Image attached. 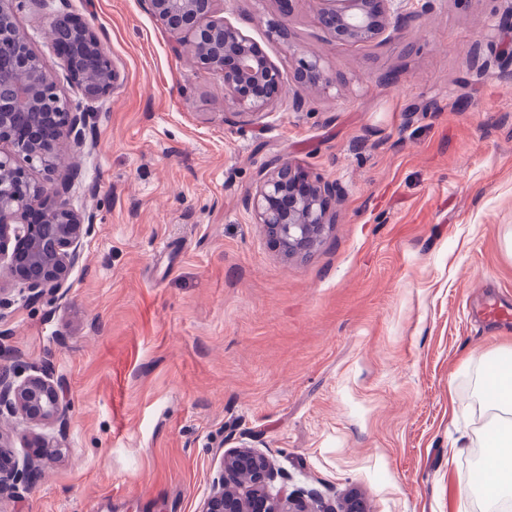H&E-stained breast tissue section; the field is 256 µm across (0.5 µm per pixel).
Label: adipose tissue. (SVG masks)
Returning a JSON list of instances; mask_svg holds the SVG:
<instances>
[{
    "label": "adipose tissue",
    "mask_w": 512,
    "mask_h": 512,
    "mask_svg": "<svg viewBox=\"0 0 512 512\" xmlns=\"http://www.w3.org/2000/svg\"><path fill=\"white\" fill-rule=\"evenodd\" d=\"M482 392L494 426L482 438L481 467L493 487L490 501H508L512 499V366L505 364L485 375Z\"/></svg>",
    "instance_id": "obj_1"
}]
</instances>
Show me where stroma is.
<instances>
[{
  "mask_svg": "<svg viewBox=\"0 0 512 512\" xmlns=\"http://www.w3.org/2000/svg\"><path fill=\"white\" fill-rule=\"evenodd\" d=\"M318 0H220L292 82L291 49L334 80L255 117L194 67L144 0H27L18 22L94 149L70 193L92 234L63 298L0 311V368L49 366L71 407L63 455L0 512H200L245 444L289 489L365 512H486L478 392L512 353V0H393L395 34L339 45ZM94 26L116 79L83 99L47 29ZM289 162L332 182L335 222L286 258L245 198Z\"/></svg>",
  "mask_w": 512,
  "mask_h": 512,
  "instance_id": "35a3bbf8",
  "label": "stroma"
}]
</instances>
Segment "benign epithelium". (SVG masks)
<instances>
[{"label": "benign epithelium", "instance_id": "benign-epithelium-1", "mask_svg": "<svg viewBox=\"0 0 512 512\" xmlns=\"http://www.w3.org/2000/svg\"><path fill=\"white\" fill-rule=\"evenodd\" d=\"M23 0H0V54L7 56L16 80L11 98L0 96V273L17 283L28 302L53 300L63 293L81 257L94 217L75 210L69 186L55 188V201L44 204V186L31 170L49 173L70 153L93 148L87 131L90 114L74 108L58 91L55 75L31 48L17 14ZM219 0H145L147 10L181 45L193 64L222 77L235 116H256L285 93L280 70L259 46L235 26L216 16ZM391 0H319L318 21L338 44L375 40L392 26ZM68 37L61 67L83 97L98 100L114 80L112 60L89 23L58 18ZM295 83L306 89L332 85L321 59H296ZM27 162L23 166L20 161ZM336 185L319 178L304 180L292 164L276 163L263 173L245 205L286 256L311 252L321 242L329 218L324 200ZM52 424L64 432L70 404L49 367L28 372L0 369V424L19 421ZM0 429V495L30 489L39 474L34 460H19ZM278 476L272 462L252 448L225 453L219 475L200 512H362L357 502L338 511L314 508L303 496L270 491Z\"/></svg>", "mask_w": 512, "mask_h": 512}]
</instances>
